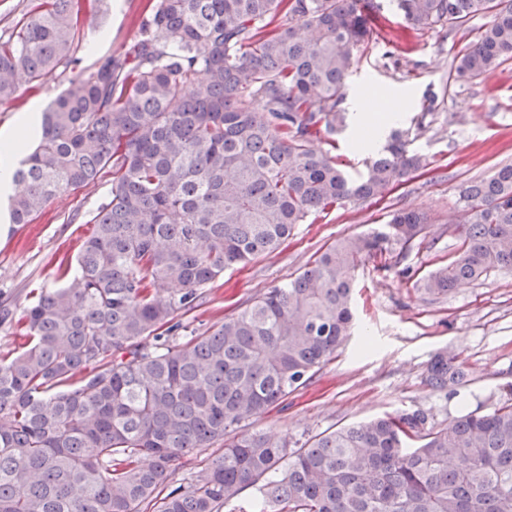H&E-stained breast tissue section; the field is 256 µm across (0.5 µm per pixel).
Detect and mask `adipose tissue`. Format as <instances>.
Masks as SVG:
<instances>
[{
	"label": "adipose tissue",
	"instance_id": "adipose-tissue-1",
	"mask_svg": "<svg viewBox=\"0 0 512 512\" xmlns=\"http://www.w3.org/2000/svg\"><path fill=\"white\" fill-rule=\"evenodd\" d=\"M40 134L41 116L34 106L19 113L12 126L0 130V202L15 193V167Z\"/></svg>",
	"mask_w": 512,
	"mask_h": 512
}]
</instances>
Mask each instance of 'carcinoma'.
<instances>
[{
	"label": "carcinoma",
	"instance_id": "cac0c4a2",
	"mask_svg": "<svg viewBox=\"0 0 512 512\" xmlns=\"http://www.w3.org/2000/svg\"><path fill=\"white\" fill-rule=\"evenodd\" d=\"M100 0H31L0 35V106L68 70ZM361 0H145L133 44L70 81L14 177L9 218L112 176L77 270L24 309L25 346L0 355V512H512V403L441 423L424 410L342 426L304 448L239 431L306 386L350 335L355 271L408 248L430 219L339 238L285 286L169 344L175 315L230 267L276 251L298 224L379 200L428 166L395 130L359 181L310 147L347 123L344 82L369 41ZM413 30L493 20L454 59L476 79L512 59V0H397ZM453 259L418 278L433 297L512 268V164L463 190ZM161 287L172 289L166 299ZM86 375L74 381L77 372ZM464 372L442 352L426 386ZM224 442L188 486L183 455ZM150 463L143 465L140 457Z\"/></svg>",
	"mask_w": 512,
	"mask_h": 512
}]
</instances>
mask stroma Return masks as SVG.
Segmentation results:
<instances>
[{"instance_id": "35a3bbf8", "label": "stroma", "mask_w": 512, "mask_h": 512, "mask_svg": "<svg viewBox=\"0 0 512 512\" xmlns=\"http://www.w3.org/2000/svg\"><path fill=\"white\" fill-rule=\"evenodd\" d=\"M364 5L368 23L383 21L386 32L355 51L343 106L354 112L365 88L401 100L398 127L425 125L411 148L427 158V170L377 202H350L296 225L276 252L225 271L207 286L201 306L178 311L180 327L169 337L178 344L220 324L268 288L288 283L337 238L385 231L398 209L429 214L423 243L368 258L357 269L355 327L335 358L284 403L246 421V430L287 440L292 448L338 427L405 410L421 409L441 422L512 401V269H493L440 298L421 293L412 281L453 257L459 232L448 216L461 209V188L512 163V60L479 78L456 79L451 66L465 43L447 27L410 29L394 0H364ZM142 8V0H103L77 51V69L53 72L39 88L20 91L14 106L0 107V128L31 103L48 105L76 70L123 53ZM109 189L102 179L57 197L32 223H0V307H8L13 318L0 325L1 354L22 349L17 322L33 290L64 285L61 269L74 264L91 231L84 219ZM440 350L456 356L469 373L468 382L447 398L423 382L431 356Z\"/></svg>"}]
</instances>
